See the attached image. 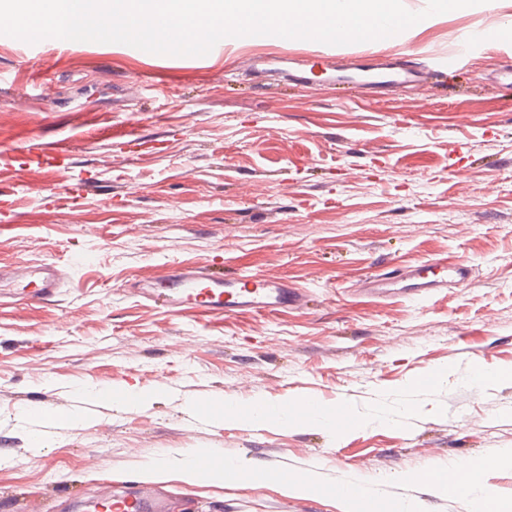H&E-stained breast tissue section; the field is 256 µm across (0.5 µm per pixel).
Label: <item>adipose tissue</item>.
Here are the masks:
<instances>
[{"mask_svg": "<svg viewBox=\"0 0 512 512\" xmlns=\"http://www.w3.org/2000/svg\"><path fill=\"white\" fill-rule=\"evenodd\" d=\"M214 407L224 420H246L256 425L280 424L294 425L297 421L295 414L289 413L286 405L272 406L263 402H255L248 406L222 399L216 401ZM220 454L216 449L206 448L183 455L181 472L188 482L229 483L245 479L250 471L239 459L228 460L224 469H206L207 461L219 460ZM479 469L473 463L462 461L454 468L440 466L432 467L429 478L433 487L456 497L468 500L469 512H505L496 494L489 487L479 484Z\"/></svg>", "mask_w": 512, "mask_h": 512, "instance_id": "ef3b65f1", "label": "adipose tissue"}]
</instances>
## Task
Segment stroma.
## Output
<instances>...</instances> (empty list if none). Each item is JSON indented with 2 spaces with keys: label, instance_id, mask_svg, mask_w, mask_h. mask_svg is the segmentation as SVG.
Wrapping results in <instances>:
<instances>
[{
  "label": "stroma",
  "instance_id": "obj_1",
  "mask_svg": "<svg viewBox=\"0 0 512 512\" xmlns=\"http://www.w3.org/2000/svg\"><path fill=\"white\" fill-rule=\"evenodd\" d=\"M498 18L452 15L392 43L328 47V69L362 55L431 69L354 98L326 82L273 88L244 63L270 53L274 68L304 67L319 49L308 40L246 36L223 55L180 57L0 35V146L15 148L21 187L15 223L0 228V512H83L148 480L189 512H341L328 493L146 474L161 452L193 448L310 470L325 486L360 480L421 512H468L426 474L480 455L483 482L511 504L512 108L499 77L512 41L490 38ZM463 28L482 36L458 65H435ZM91 114L131 129L141 150L89 133ZM26 136L71 138L70 169L28 162ZM63 179L94 189L47 199ZM446 256L471 267L468 283L358 290ZM47 264L67 272L56 293L19 294L16 273ZM182 266L258 272L306 302L273 314L156 307L148 292ZM437 367L441 380L426 384ZM478 367L490 380L472 381ZM94 388L157 397L123 408ZM221 396L339 402L358 424L339 433L193 412Z\"/></svg>",
  "mask_w": 512,
  "mask_h": 512
}]
</instances>
